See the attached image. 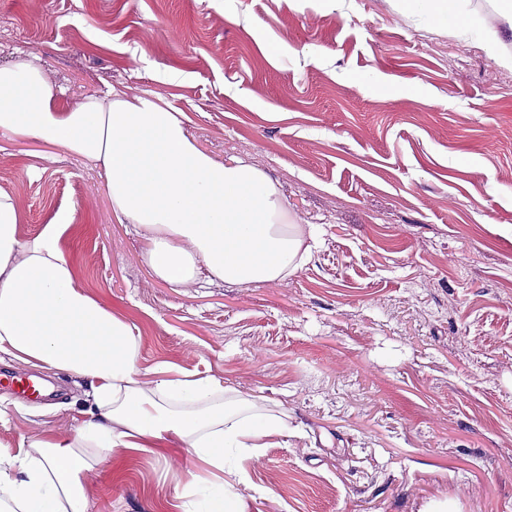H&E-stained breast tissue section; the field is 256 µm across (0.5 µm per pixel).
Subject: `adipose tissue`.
Masks as SVG:
<instances>
[{
	"mask_svg": "<svg viewBox=\"0 0 512 512\" xmlns=\"http://www.w3.org/2000/svg\"><path fill=\"white\" fill-rule=\"evenodd\" d=\"M429 23L466 30L469 0H403ZM63 145L103 169L112 210L136 225L155 273L173 285L199 272L239 285L283 278L309 249L285 228L287 208L273 181L242 159L200 150L186 116L153 93L129 100L92 96L62 109L40 66L0 67V132ZM70 214L32 239L17 236L18 214L0 194V352L45 374L91 381L95 410L71 436L52 431L17 452L0 451V512H90L82 478L116 448L140 453L176 445L240 477L224 451L282 433V419L231 409L209 377L140 379L130 325L77 285L59 248Z\"/></svg>",
	"mask_w": 512,
	"mask_h": 512,
	"instance_id": "1",
	"label": "adipose tissue"
}]
</instances>
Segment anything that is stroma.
Masks as SVG:
<instances>
[{"label":"stroma","instance_id":"1","mask_svg":"<svg viewBox=\"0 0 512 512\" xmlns=\"http://www.w3.org/2000/svg\"><path fill=\"white\" fill-rule=\"evenodd\" d=\"M422 23L400 0H0V67L38 64L71 109L159 94L215 160H250L316 240L287 277L158 278L102 170L0 133V193L27 240L73 213L77 282L128 323L138 367L213 377L286 432L236 453L243 512H512V24ZM498 32L489 51L485 37ZM0 390V446L87 417L90 382ZM212 470L114 449L91 512H182Z\"/></svg>","mask_w":512,"mask_h":512}]
</instances>
